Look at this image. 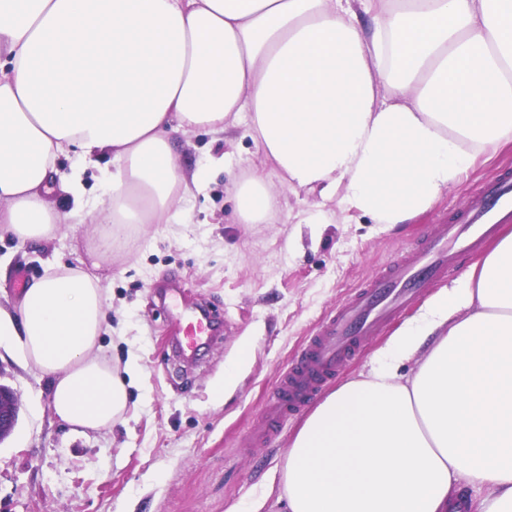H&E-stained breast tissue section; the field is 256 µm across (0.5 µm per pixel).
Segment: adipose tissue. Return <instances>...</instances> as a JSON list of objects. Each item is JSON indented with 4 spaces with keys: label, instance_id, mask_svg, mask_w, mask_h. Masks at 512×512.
<instances>
[{
    "label": "adipose tissue",
    "instance_id": "obj_1",
    "mask_svg": "<svg viewBox=\"0 0 512 512\" xmlns=\"http://www.w3.org/2000/svg\"><path fill=\"white\" fill-rule=\"evenodd\" d=\"M243 112L265 167L232 181L239 223H270L279 185L318 194L303 224L331 202L406 223L512 143V0H0V232L81 223L82 176L112 158L98 246L0 306V348L73 429L111 427L140 370L99 355L113 238L174 223L198 186L174 135ZM283 479L286 512H448L467 487L489 491L474 512H512V232L315 407Z\"/></svg>",
    "mask_w": 512,
    "mask_h": 512
}]
</instances>
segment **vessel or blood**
Instances as JSON below:
<instances>
[{
    "mask_svg": "<svg viewBox=\"0 0 512 512\" xmlns=\"http://www.w3.org/2000/svg\"><path fill=\"white\" fill-rule=\"evenodd\" d=\"M512 222V172H504L489 184L479 204L454 224H440L433 237L414 253L383 268L369 284L359 288L319 332L310 336L301 356L282 374L272 402L263 417L268 428L305 406L346 359L358 355L365 337L386 323L445 274L449 262L460 253L477 251L500 225ZM182 349L192 351L209 339L208 313L177 314Z\"/></svg>",
    "mask_w": 512,
    "mask_h": 512,
    "instance_id": "vessel-or-blood-1",
    "label": "vessel or blood"
}]
</instances>
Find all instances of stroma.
I'll return each mask as SVG.
<instances>
[{
  "label": "stroma",
  "instance_id": "obj_1",
  "mask_svg": "<svg viewBox=\"0 0 512 512\" xmlns=\"http://www.w3.org/2000/svg\"><path fill=\"white\" fill-rule=\"evenodd\" d=\"M179 160L205 161L203 186L179 224H149L112 246L103 282L113 334L100 353L116 366L136 355L141 371L123 418L81 433L50 409V380L0 348V384L20 403L15 430L0 440V512H283L288 449L305 421L288 419L265 447L239 444L263 426L262 410L286 365L323 317L379 266L410 251L430 225L452 218L499 167L512 145L481 157L461 183L409 223L391 228L358 212L330 224H295L316 196L279 188L273 223L241 224L227 185L241 163L261 167L247 126L223 141L204 132L179 136ZM97 239L94 224H66L44 246L0 237L7 264L0 291L17 300L23 280L48 259L75 265ZM177 281L187 307L202 302L223 335L193 362L177 356L173 309L157 289ZM231 389L216 394L226 371Z\"/></svg>",
  "mask_w": 512,
  "mask_h": 512
}]
</instances>
